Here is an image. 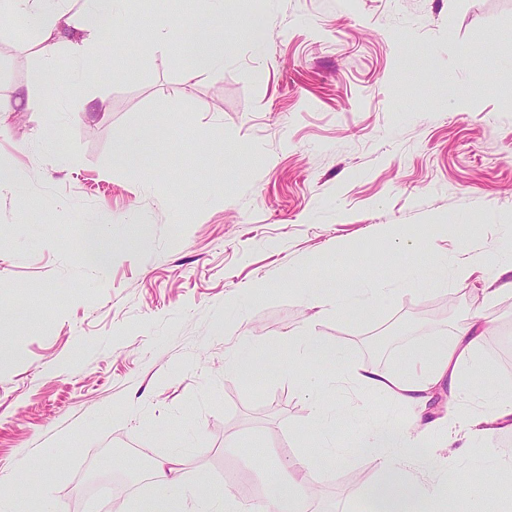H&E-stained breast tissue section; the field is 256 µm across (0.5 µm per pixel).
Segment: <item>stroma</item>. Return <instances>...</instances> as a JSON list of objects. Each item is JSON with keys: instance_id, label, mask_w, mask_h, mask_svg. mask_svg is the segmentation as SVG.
I'll list each match as a JSON object with an SVG mask.
<instances>
[{"instance_id": "obj_1", "label": "stroma", "mask_w": 512, "mask_h": 512, "mask_svg": "<svg viewBox=\"0 0 512 512\" xmlns=\"http://www.w3.org/2000/svg\"><path fill=\"white\" fill-rule=\"evenodd\" d=\"M161 15L193 20L198 0H127L82 76L61 48L39 83L35 34L0 17V100L46 104L11 113L0 136L14 173L0 189V302L14 311L0 322V496L24 487L21 512H101L114 498L132 512L156 492L150 463L178 455L185 482L205 477L239 491L238 512H264L309 458L311 512H361L377 464L322 457L321 444L414 411L339 390L325 434L304 386L336 367L294 359L289 340L404 373L478 313L458 410L480 412L488 387L512 391V274L490 302L482 274H430L436 253L469 244L512 253V0H224V71L198 79L187 42L154 43ZM141 129L152 136L131 171L113 148ZM87 224L107 228L105 265L82 255ZM432 224L447 236L410 259L377 232ZM348 275L386 300L366 319L313 315L308 283ZM256 351L264 368L237 373ZM442 440L395 468L412 487L441 484L422 512H512L500 489L512 466L472 499L468 449Z\"/></svg>"}]
</instances>
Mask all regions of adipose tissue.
<instances>
[{"label": "adipose tissue", "instance_id": "adipose-tissue-1", "mask_svg": "<svg viewBox=\"0 0 512 512\" xmlns=\"http://www.w3.org/2000/svg\"><path fill=\"white\" fill-rule=\"evenodd\" d=\"M64 0H0V14L26 18L34 28L39 54L43 62H50L59 46H66L75 63H82L98 42L102 27L118 13L119 0H83L76 13H69ZM224 0H201L205 22H197L180 29L160 23L165 37L188 39L193 47L192 73L214 77L224 69V42L209 19L223 10ZM77 29L82 37L77 41L65 40L67 29ZM484 331L481 317L473 315L456 331L452 343H445L425 351L404 375L382 371L370 364L348 360L347 357L313 336L299 339L298 354L322 362L334 363L337 380L348 387H360L385 393L399 405L412 406L427 413L428 405L437 387L443 382L463 381L471 366L479 340ZM512 429V393L490 392L483 411L464 419L459 427L449 429L445 447L463 443L473 449L475 471L491 472L501 466L499 453L491 448L479 447V440L502 428ZM426 433L418 423H400L392 419L370 423L354 440L352 447L344 449V456H352L354 449H363L377 459L384 470L382 478L371 487L370 495L383 512H400L410 499L412 489L390 470L392 463L413 466L414 453ZM152 476L158 486L157 494L144 501L139 512H186V498H193L197 512H228L232 495L207 479L191 484L182 483L171 461L161 460L152 467ZM315 488L314 472L307 461H300L293 474L283 484L272 488L267 504L268 512H306Z\"/></svg>", "mask_w": 512, "mask_h": 512}]
</instances>
